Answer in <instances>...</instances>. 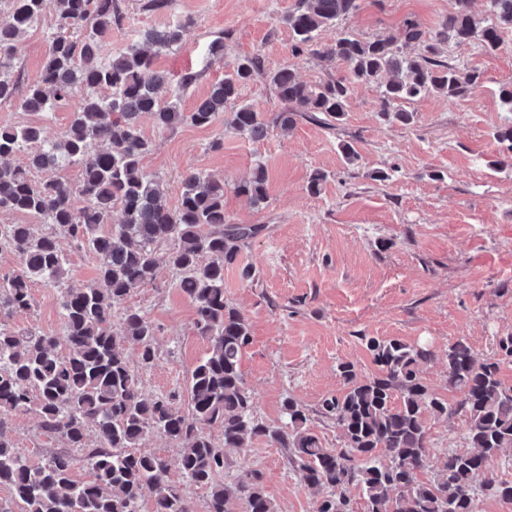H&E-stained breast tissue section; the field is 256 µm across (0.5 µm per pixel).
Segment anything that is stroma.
Returning a JSON list of instances; mask_svg holds the SVG:
<instances>
[{
	"mask_svg": "<svg viewBox=\"0 0 512 512\" xmlns=\"http://www.w3.org/2000/svg\"><path fill=\"white\" fill-rule=\"evenodd\" d=\"M143 0H120L123 18L105 38L114 56L142 42L149 30L179 20L190 26L181 44L163 52L157 70L171 83L187 73L195 80L181 91L182 111H193L236 59L260 55L267 70L288 67L316 84L341 76L345 67L307 53H291L292 38L281 18L294 0H172L168 10L149 12ZM361 8L341 27L362 38L394 35L405 19L434 33L453 0H360ZM55 22L43 14L21 40L16 68L34 79L49 53ZM224 40L223 56L209 52ZM442 60L478 70L483 85L456 98L430 93L405 102L414 120L402 124L378 110L380 84L353 85L341 120L324 125L297 118L287 129L274 126L253 140L215 124L182 125L159 131L152 116L139 128L152 141L146 171L161 180L169 208H176L182 177L195 171L224 181V213L230 223L255 224L259 233L235 265L224 270V296L249 325L251 341L241 363L255 418L279 425L286 399L308 414L311 431L328 448L342 447V429L322 416L320 404L341 393L340 363H355L360 374L374 372L367 338L427 342L433 357L422 376L430 391L448 400L445 353L463 338L480 359L494 357L500 337L512 335V151L497 131L512 126L498 98L512 83V29L498 51L478 43L444 46ZM73 103L45 112L0 107V125L39 124L46 139L67 130ZM358 154L347 161L341 145ZM268 171L267 200L250 205L236 184L248 180L256 164ZM325 176L318 193L308 183ZM384 179H375V172ZM251 267L252 280L240 275ZM181 275L160 265L154 283L135 289L127 306L140 309L158 330V359L142 368L138 350L126 355L146 393L173 394L188 407L191 369L208 351L195 328V309L179 286ZM34 307L6 318L8 328L59 336L64 330L60 291L31 288ZM431 468L448 453L466 448L465 420L426 418ZM16 449L40 464L63 452L60 438L44 434L31 413L12 416L7 427ZM139 449L163 457L172 484L195 508L206 491L181 475L179 448L159 432L147 434ZM258 474L278 512H312L317 493L301 479L284 449L253 438L224 451L223 479Z\"/></svg>",
	"mask_w": 512,
	"mask_h": 512,
	"instance_id": "stroma-1",
	"label": "stroma"
}]
</instances>
